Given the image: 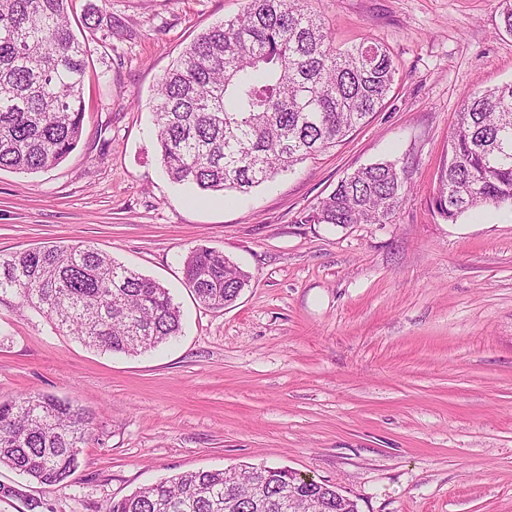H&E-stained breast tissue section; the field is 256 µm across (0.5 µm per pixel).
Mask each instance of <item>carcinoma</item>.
Wrapping results in <instances>:
<instances>
[{
	"instance_id": "1",
	"label": "carcinoma",
	"mask_w": 512,
	"mask_h": 512,
	"mask_svg": "<svg viewBox=\"0 0 512 512\" xmlns=\"http://www.w3.org/2000/svg\"><path fill=\"white\" fill-rule=\"evenodd\" d=\"M69 0H0V169L36 173L78 145L90 48ZM397 67L378 45L345 50L307 0H247L209 28L158 79L157 151L168 177L201 192L248 193L336 145L382 109ZM409 191L405 168H360L304 216L310 224H389ZM512 204V82L464 98L437 178L435 208L454 222ZM184 280L201 304L224 308L251 275L197 245ZM11 297L86 345L133 354L177 335L167 288L90 246L0 253V302ZM93 428L91 414L49 394L0 396V467L63 485ZM315 512H358L336 489L287 468L244 466L176 474L112 502L108 512H283L288 487Z\"/></svg>"
}]
</instances>
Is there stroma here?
Masks as SVG:
<instances>
[{"mask_svg":"<svg viewBox=\"0 0 512 512\" xmlns=\"http://www.w3.org/2000/svg\"><path fill=\"white\" fill-rule=\"evenodd\" d=\"M245 0H71L90 47L82 138L60 164L0 169V252L88 244L169 288L182 332L141 354L0 304V395L93 416L80 466L46 486L0 468V512H108L183 471L274 465L359 512H512V206H434L457 114L512 81L501 0H308L338 48L383 45L384 108L336 147L228 202L172 183L150 101L159 77ZM407 169L389 224H306L343 177ZM204 244L251 275L211 309L184 282Z\"/></svg>","mask_w":512,"mask_h":512,"instance_id":"stroma-1","label":"stroma"}]
</instances>
